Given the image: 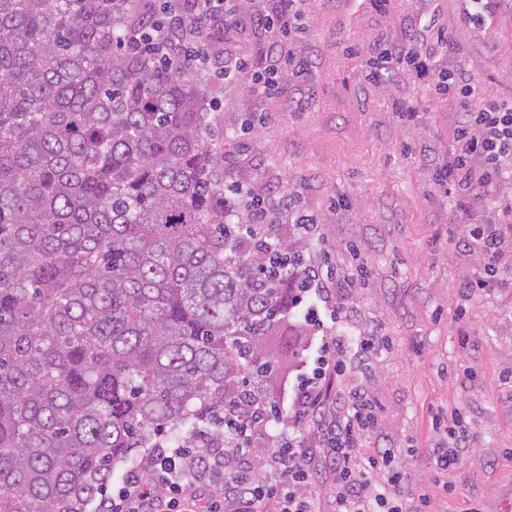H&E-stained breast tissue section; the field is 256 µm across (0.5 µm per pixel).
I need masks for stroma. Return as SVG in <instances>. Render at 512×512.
Segmentation results:
<instances>
[{"instance_id": "1", "label": "stroma", "mask_w": 512, "mask_h": 512, "mask_svg": "<svg viewBox=\"0 0 512 512\" xmlns=\"http://www.w3.org/2000/svg\"><path fill=\"white\" fill-rule=\"evenodd\" d=\"M243 12L215 49L246 59L225 80L217 116L231 144L224 182L277 206L274 232L288 212L313 214L321 244L304 257L335 273L329 286L343 310L337 340L346 342L343 377L332 400L363 387L380 409L377 427L355 450L363 459L391 449L404 473L402 499L414 512L426 495L430 512H512V242L501 247L496 275L463 246L472 225L512 203V179L493 200H474L471 221L453 220V200L436 175L447 166L457 114L446 96L426 92L408 70L368 78L376 43L417 30L441 68H466L486 99L512 104V0H500L490 26L458 21L456 0H306L295 49L307 72L294 77L256 34ZM448 37L450 49L437 43ZM276 72L266 95L253 75ZM471 293H464V286ZM386 339L368 360L356 356L353 332ZM465 416L472 445L459 471L439 474L432 450L452 413ZM299 441L312 454L306 492L314 512H336L327 437L318 421Z\"/></svg>"}]
</instances>
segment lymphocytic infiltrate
<instances>
[{
  "mask_svg": "<svg viewBox=\"0 0 512 512\" xmlns=\"http://www.w3.org/2000/svg\"><path fill=\"white\" fill-rule=\"evenodd\" d=\"M401 67L413 70L421 86L448 95L454 103L458 121L451 160L440 182L447 185L455 201L456 218L466 220L472 201L492 196L512 168V105L487 100L467 72L437 73L433 56L422 51L416 37L383 48L370 76L381 79ZM328 279L322 267H305V285L295 291L293 316L317 333L322 332L326 320L341 316V308L326 286ZM319 351L316 368L297 385L291 416H284L275 401L250 415L253 429L262 430L274 423L287 431L279 445L267 452L268 478H258L243 468L232 472L225 469V457L246 455L243 447L193 454L170 448L161 454H147L112 498L100 501L102 512H175L187 488L201 484L223 499L224 512H268L271 502L277 505L275 512H312L304 488L313 473L308 454L292 431L324 405L327 393L322 382L340 372L336 341L322 340ZM376 425V405L359 388L328 430L327 456L335 474L336 512H403L398 493L404 476L401 471L388 469L390 450L368 457L363 464L353 454L360 436ZM448 435L450 447L433 451L435 465L443 472L460 469L470 444V428L463 416L454 417ZM378 470L384 474L379 484L372 480Z\"/></svg>",
  "mask_w": 512,
  "mask_h": 512,
  "instance_id": "lymphocytic-infiltrate-1",
  "label": "lymphocytic infiltrate"
}]
</instances>
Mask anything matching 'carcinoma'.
I'll use <instances>...</instances> for the list:
<instances>
[{"label":"carcinoma","instance_id":"1","mask_svg":"<svg viewBox=\"0 0 512 512\" xmlns=\"http://www.w3.org/2000/svg\"><path fill=\"white\" fill-rule=\"evenodd\" d=\"M194 0H0V512H89L134 448H217L297 353L303 256L224 192Z\"/></svg>","mask_w":512,"mask_h":512}]
</instances>
